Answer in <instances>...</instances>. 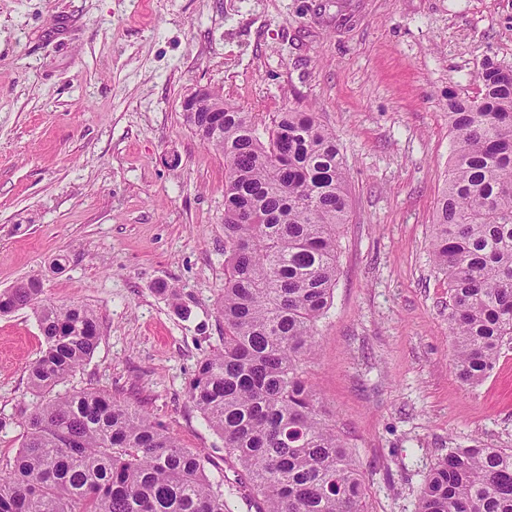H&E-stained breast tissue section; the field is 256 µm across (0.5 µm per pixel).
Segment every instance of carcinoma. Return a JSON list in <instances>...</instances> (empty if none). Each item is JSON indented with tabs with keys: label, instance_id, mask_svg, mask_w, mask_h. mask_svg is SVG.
<instances>
[{
	"label": "carcinoma",
	"instance_id": "cac0c4a2",
	"mask_svg": "<svg viewBox=\"0 0 512 512\" xmlns=\"http://www.w3.org/2000/svg\"><path fill=\"white\" fill-rule=\"evenodd\" d=\"M477 80L474 98L448 93L453 149L430 234L454 366L470 386L512 341V70L487 62ZM184 117L224 156L223 344L188 398L248 475L256 512H364V478L305 377L349 217L336 135L296 109L262 133L214 90ZM22 308L46 340L28 369L42 402L0 462V512H231L205 456L146 413L102 389L54 392L97 348L94 310L48 300L34 277L0 291V316ZM418 512H512V448L450 449L424 476Z\"/></svg>",
	"mask_w": 512,
	"mask_h": 512
}]
</instances>
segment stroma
<instances>
[{"label": "stroma", "mask_w": 512, "mask_h": 512, "mask_svg": "<svg viewBox=\"0 0 512 512\" xmlns=\"http://www.w3.org/2000/svg\"><path fill=\"white\" fill-rule=\"evenodd\" d=\"M487 59L512 67V0H0V290L35 276L48 300L100 317L61 391L149 413L204 453L232 512H255L186 394L224 334V160L181 112L207 85L263 129L315 112L346 160L334 300L307 372L366 512H416L449 449L512 448V343L481 384L461 383L429 253L448 93L478 95ZM44 348L30 309L0 317L1 456L39 402L27 370Z\"/></svg>", "instance_id": "stroma-1"}]
</instances>
